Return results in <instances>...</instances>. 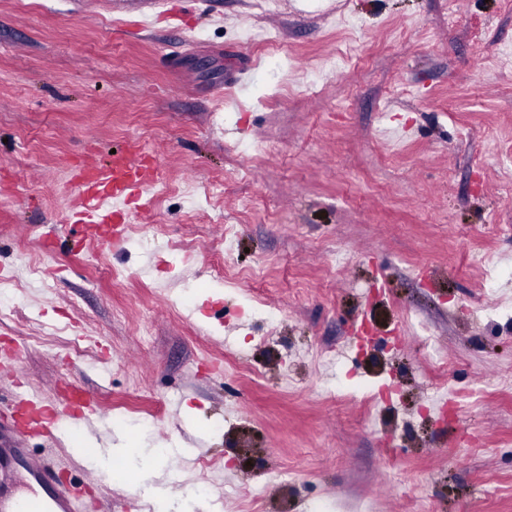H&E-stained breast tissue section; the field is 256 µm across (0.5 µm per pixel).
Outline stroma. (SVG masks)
Instances as JSON below:
<instances>
[{"label": "stroma", "mask_w": 512, "mask_h": 512, "mask_svg": "<svg viewBox=\"0 0 512 512\" xmlns=\"http://www.w3.org/2000/svg\"><path fill=\"white\" fill-rule=\"evenodd\" d=\"M157 8L0 0V345L23 343L29 400L58 405L74 384L112 423L96 468L73 451L93 421L27 447L66 467L64 484L98 479L112 512H237L223 490L185 499L207 462L226 487H262L258 512H414L421 488L430 512H512V197L499 191L512 183V66L496 61L512 51V8L167 0L136 30ZM242 27L278 36L286 57L239 41ZM241 71L243 91L228 82ZM114 149L156 158L174 192L145 194L134 222L191 256L83 242L76 175ZM212 180L223 199L185 209L177 187ZM229 225L232 269H260V285L212 278ZM20 246L48 256L49 294L15 269ZM336 247L352 261L323 266ZM92 254L133 277H96ZM428 341L445 369L426 364ZM228 351L259 380L225 376ZM318 354L354 376L336 398L317 391ZM441 381L459 393L443 419L422 412ZM128 398L144 403L145 434L122 420ZM158 446L154 481L117 472L119 449ZM281 466L297 483L267 482ZM395 470L405 492L381 495Z\"/></svg>", "instance_id": "stroma-1"}]
</instances>
